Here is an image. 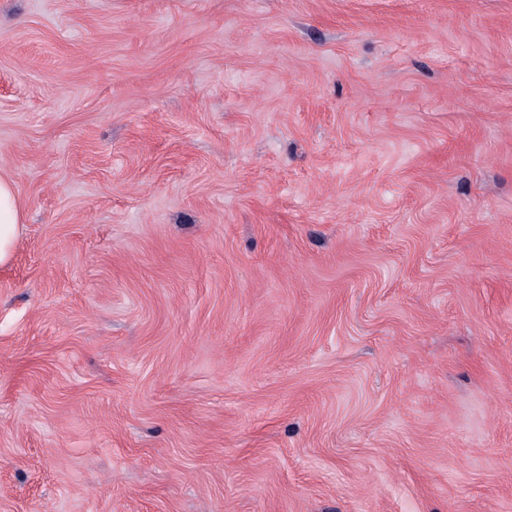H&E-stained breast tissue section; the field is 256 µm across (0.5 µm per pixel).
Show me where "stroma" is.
<instances>
[{"label": "stroma", "instance_id": "35a3bbf8", "mask_svg": "<svg viewBox=\"0 0 512 512\" xmlns=\"http://www.w3.org/2000/svg\"><path fill=\"white\" fill-rule=\"evenodd\" d=\"M0 512H512V0H0ZM23 211L12 180L0 174V266L8 264L21 230Z\"/></svg>", "mask_w": 512, "mask_h": 512}]
</instances>
